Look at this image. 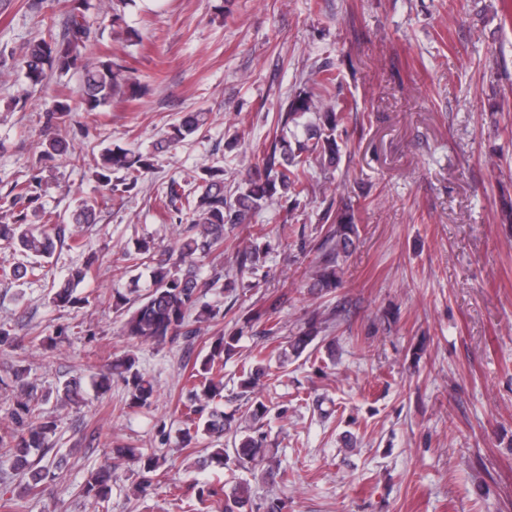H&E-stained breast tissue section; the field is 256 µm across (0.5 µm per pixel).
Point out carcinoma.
I'll return each instance as SVG.
<instances>
[{"label":"carcinoma","mask_w":512,"mask_h":512,"mask_svg":"<svg viewBox=\"0 0 512 512\" xmlns=\"http://www.w3.org/2000/svg\"><path fill=\"white\" fill-rule=\"evenodd\" d=\"M90 9L89 0H71L62 33L57 35L53 27H48L47 33L27 44L19 62L30 87L41 85L49 71L60 76L72 70L80 71L82 81L78 97L84 112L97 111L125 88L133 95L137 89L136 79L125 67L110 58L91 60L86 56L87 45L94 33ZM335 81L329 70H317L312 79L315 90L294 96L286 109L276 113L277 126L289 130L299 126L305 114L317 110L315 121L307 125L304 139L291 141L275 135L264 145L262 157L247 166L234 190L226 189L224 168L220 166L201 169L197 176L198 186L193 192H185L176 182L167 186L159 201L163 207H174L180 213L179 220L187 224L186 237L172 253L157 252L146 240L124 253L130 268L152 263L153 288L134 306L126 295L119 292L112 295L113 308L124 315L120 327L122 335L155 344L173 343L181 337L187 339L199 335L200 324L210 323L220 315L219 309L201 303V295L206 290L234 288L236 280L226 278L224 270L217 268L209 277H202L199 261L224 247L225 225L250 223L264 204L279 195L288 194L297 199L308 194L310 167L316 164L325 169L336 167L340 154L337 131L342 116L336 111L335 102L328 98ZM71 112L69 99L61 98L45 114V123L56 125L65 121ZM206 121L205 112L183 113L165 136L155 141L152 149L145 153L119 145L103 148L94 171L96 181L112 193L134 190L159 154L197 133ZM41 147L42 156L48 161L73 156L70 143L55 136L45 139ZM115 173L122 174L117 183L112 182ZM40 186L39 178L17 182L0 205V241L11 245L23 257L33 259V262L22 263L13 269L17 276L40 275V260L50 257L65 242L72 249L82 247L77 231L69 232L65 225L53 223L52 217L38 214L36 203ZM95 219V207L82 202L73 211L71 223L92 224ZM323 221L328 227L318 245L320 265L310 284L318 294L331 293L341 286V262L350 254L358 238L354 214L347 208L334 211L327 207ZM260 253L261 247L254 240L237 248L236 275L242 278L256 273ZM91 270L92 263L89 262L69 270L53 283L52 303L59 307L77 303L75 289L90 278ZM277 308L278 302L274 301L256 316V321L263 323L262 330L256 333L259 350L241 370V398L261 392L269 381L270 365L263 353L278 338ZM323 331L325 328L319 326L317 320L310 319L306 328L290 337L288 346L278 353L280 364L287 363L291 357H300ZM242 335L243 331L239 330L216 336L207 353L193 363L187 378L190 388L186 399L181 401V414L186 418V427L181 429L182 442L188 445L200 435L215 441L224 440V447L198 461L202 470L224 467L231 460L250 472L265 464L262 451L265 436L260 433L259 423L269 415L271 408L263 401L250 402L248 410L253 425L243 427L233 415L224 412L222 405L223 384L219 378L224 373V358L236 351ZM114 375L128 390L129 408H147L152 404L154 385L140 368L138 357L126 354L116 358L92 374L90 381L94 388L105 391ZM27 377L25 367L14 372V380L22 390L14 416L23 430L0 433V464L7 462L13 470L22 472L26 476L25 490L32 493L43 488L58 464L52 460L41 465L30 460L32 451L49 447V436L55 431L56 423L41 410L43 398L38 396L36 386L26 381ZM85 385V377L72 376L56 388V393L67 401L79 402L83 399ZM118 453L134 459L143 474L155 472L161 466L160 458L149 448H120ZM82 491L95 503L108 499L112 492V473L107 469L91 472ZM249 510L250 496L244 486L238 485L224 494V512Z\"/></svg>","instance_id":"obj_1"}]
</instances>
